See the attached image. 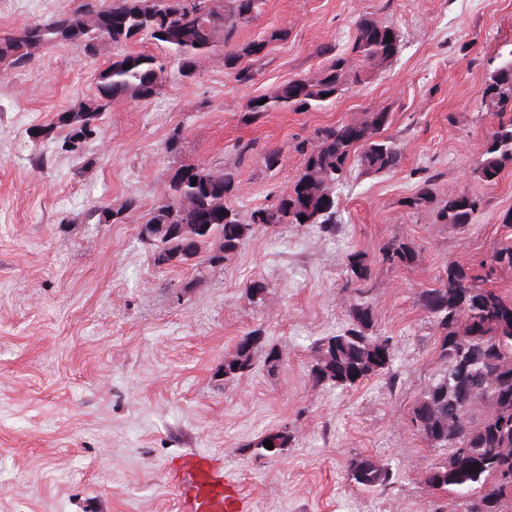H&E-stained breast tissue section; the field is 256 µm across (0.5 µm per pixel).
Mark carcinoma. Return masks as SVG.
I'll list each match as a JSON object with an SVG mask.
<instances>
[{
    "instance_id": "1",
    "label": "carcinoma",
    "mask_w": 512,
    "mask_h": 512,
    "mask_svg": "<svg viewBox=\"0 0 512 512\" xmlns=\"http://www.w3.org/2000/svg\"><path fill=\"white\" fill-rule=\"evenodd\" d=\"M264 0H197L190 7L183 0H109L105 7L89 2L59 11L45 22L28 24L0 38V60L22 67L35 47L74 44L84 56L97 54L100 44H136L148 38L165 51L156 57L128 52L105 65L96 77L94 97L58 115L57 123L36 125L31 138L56 139L58 127L67 128L61 147L80 153L97 134L110 104L122 98L150 99L161 94L168 79V65L190 77L198 63L218 47L217 35L231 49L224 52V70L243 86L256 79L254 64L265 56L267 45L283 41L288 32L274 28L264 39L238 40L241 28L261 12ZM392 40H387V37ZM402 35L393 25H382L363 16L347 51L323 45L318 53L328 63L320 78H297L271 94L248 101L250 118L267 112L321 110L342 92L362 81V68L393 60L401 51ZM482 105L496 118V128L486 140L476 171L481 182L497 183L503 166L512 161V59L488 74ZM390 124L385 110L371 112L360 122L336 123L314 129L302 147L304 164L291 189L273 203L254 208L244 222L236 199L238 172L216 170L200 163L195 171L181 165L171 175L138 238L158 269L177 265L213 267L232 258L259 227L274 231L282 224L317 225L336 230L333 188L352 164L366 174L396 170L402 161L398 140L386 134ZM480 196H450L438 200L432 179L424 178L406 204L411 208L436 207L442 224L465 228L480 209ZM378 260L391 266L415 261V251L404 241L391 240L379 249ZM499 268H512V239L506 240L482 264L484 273L472 274L456 264L445 276L419 294L421 307L437 329L435 353L440 367L421 389L410 416L412 428L439 451L424 473V481L436 491L455 495L461 512L477 503L480 512H512V481L498 478L512 473V299L486 287ZM350 282L370 277V260L362 253L348 256ZM349 323L341 332L321 336L311 345L309 375L319 384L354 389L379 375H394V352L388 336L374 335L375 318L369 303L358 298L349 305ZM261 334L242 337L224 357V379L242 380L254 371L252 352ZM272 442L271 451L264 441ZM289 447L284 428L266 431L250 439L245 448L255 457L280 454ZM348 479L359 489L372 491L391 484L389 466L369 456L351 457Z\"/></svg>"
}]
</instances>
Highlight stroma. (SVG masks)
Wrapping results in <instances>:
<instances>
[{"label":"stroma","mask_w":512,"mask_h":512,"mask_svg":"<svg viewBox=\"0 0 512 512\" xmlns=\"http://www.w3.org/2000/svg\"><path fill=\"white\" fill-rule=\"evenodd\" d=\"M80 2L0 0V36ZM363 16L400 30L396 59L323 109L250 119V98L317 78L318 48L345 51ZM271 27L288 37L269 46L254 84L227 78L220 52L193 78L170 70L161 95L114 102L79 154L34 144L27 130L92 98L98 71L125 46L102 43L89 59L61 45L23 68L0 65V512H195L207 471L222 477L214 496L232 488L241 512H456L451 495L425 484L435 453L410 425L437 367L418 294L448 263L480 268L506 233L499 218L512 209V163L494 186L475 167L494 126L481 105L486 77L512 57V0H266L240 37ZM382 108L402 162L336 186L334 234L284 224L256 230L199 274L152 266L138 227L174 169L237 168L245 218L291 187L304 162L298 145L315 128ZM176 127L184 140L170 153ZM247 142L278 149L281 166L267 170L258 153L239 160L235 147ZM38 153L44 166L31 162ZM428 176L437 198L482 196L470 226L407 207ZM131 198L138 208L125 222L93 214ZM392 238L416 249L414 263L377 261ZM354 251L372 258L364 298L376 334L393 339L396 375L346 391L315 384L308 369L313 340L348 324ZM254 281L265 287L257 303L246 293ZM255 329L281 351L280 366L268 373L260 348L252 376L225 380V356ZM280 427L287 451H244ZM355 455L388 464L392 484H350Z\"/></svg>","instance_id":"1"}]
</instances>
